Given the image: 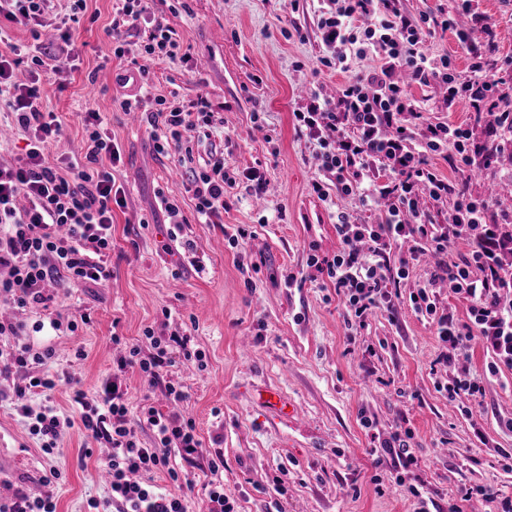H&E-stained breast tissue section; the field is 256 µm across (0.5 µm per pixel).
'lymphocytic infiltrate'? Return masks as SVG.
<instances>
[{"instance_id": "1", "label": "lymphocytic infiltrate", "mask_w": 512, "mask_h": 512, "mask_svg": "<svg viewBox=\"0 0 512 512\" xmlns=\"http://www.w3.org/2000/svg\"><path fill=\"white\" fill-rule=\"evenodd\" d=\"M149 2L115 0L110 31L115 56L125 54V35L140 29L146 35L145 55L173 58L172 32L152 17ZM317 2L325 48L320 62L349 78L335 98L315 93L298 105L295 129L315 141L323 177H335L342 193L357 194L362 206H378L382 212L375 224H356L349 214L338 213V251L330 259L309 254L307 263L334 284L349 314L346 324L354 331L365 327L375 311L393 307V288L408 267L404 259L391 267L393 250L408 241L412 255L437 254L434 280L447 282L467 302L468 319L460 321L442 306L432 282L411 294V307L430 320L443 346L436 362L448 375L445 391L481 402L484 385L458 377L455 370L460 357L476 344L490 355V375L512 370V265L499 257L512 245V214L500 222L491 220L492 200L471 194L464 183L448 180L430 165V156H440L462 172L489 161L492 146L476 141L472 126L432 120L407 83L439 86L449 109L466 106L478 124L485 111L497 108L499 71L512 70V58L503 60L501 68L490 67L466 33H458L470 58V74L463 78L448 56L433 53L428 44L435 31L453 28L450 14H424L415 20L400 10L398 0ZM58 60L55 54L32 57L33 68L22 82L14 73L15 59L0 53V96H6L16 125L28 135L22 164L0 165V303L21 309L47 305L61 290L110 279L112 208L123 203L113 175L121 151L103 135L100 113L81 115L87 142L84 162L69 164L63 175L48 159L47 148L61 136L63 125L41 107L38 70ZM125 107L145 108L161 153L185 149L187 132L217 121L203 97L188 107L163 98L147 105L137 99ZM322 179L312 182L313 192L323 193ZM235 183L220 151L203 168L192 170L188 191L198 216L210 223L219 220L224 190ZM21 197L27 199L26 207H18ZM446 203L451 210L442 224L433 210ZM460 239L468 242L469 250L452 257L449 248ZM22 329L20 323L0 319V376L16 380L12 393L0 391V400L11 401L43 452L58 453L66 431L80 428L111 449L104 461L110 476L107 503L116 512H185L181 494L142 484L135 475L164 470L179 481L173 457L192 465L204 454L195 423L149 405L130 411L122 376L128 368H138L151 383L163 384L171 401H183L184 391L168 373L177 360L199 358V351L189 347L190 336L161 338L145 330L150 353H143L139 344L127 345V355L115 359L111 377L102 381L95 397L75 391L78 414L73 417L50 403L68 378L52 370L53 348L37 350L20 341ZM37 395L44 402L36 408L30 399ZM145 426L154 434L150 448L137 437ZM377 460L385 465L380 479L398 484L404 471L417 463L408 437L398 432L382 442Z\"/></svg>"}]
</instances>
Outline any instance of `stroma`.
Instances as JSON below:
<instances>
[{
    "label": "stroma",
    "mask_w": 512,
    "mask_h": 512,
    "mask_svg": "<svg viewBox=\"0 0 512 512\" xmlns=\"http://www.w3.org/2000/svg\"><path fill=\"white\" fill-rule=\"evenodd\" d=\"M112 4L87 0L70 26L67 50L78 55L76 66L40 73L42 109L64 128L49 147L59 173L85 155L81 113H100L122 150L115 179L124 205L113 212L112 276L60 293L48 308L19 311L18 320L30 326L54 316L79 323L73 332L45 327L31 333V342L55 346L56 366L91 396L112 374L113 335L146 350L145 328L189 334L201 361L171 369L185 400L171 404L163 385L131 368L123 377L127 402L134 411L148 400L161 413L191 417L203 446L224 457V492L238 512H270L277 481L281 512H413L421 496L430 512H448L456 501L464 512H497L500 500L512 498V471L502 467L503 454L512 453L505 427L512 370L490 375L489 356L477 345L460 359V369L485 387L483 407L471 416L463 411L465 395L452 400L438 390L443 371L434 361L442 347L409 301L432 263L421 257L410 264L393 310L377 311L353 338L333 284L307 265L309 252L330 257L338 250L337 211L359 224L377 217L335 183L323 199L311 190L319 160L313 142L297 135L292 112L311 94L334 97L345 80L318 69L315 0H152V13L178 45L172 60L142 54L138 36L129 37L128 56L115 57L106 33ZM474 17L490 28L472 27L473 41L492 58L512 57V9L500 0H471L460 19ZM143 86L151 97L184 106L206 98L220 113L223 127L194 142L192 162L174 150L158 154L146 113L124 110L123 101ZM214 149L236 172L257 171L263 188L226 189L220 223L208 224L186 191V168L202 165ZM469 188L512 208V140H499ZM160 190L177 199L183 225L170 224ZM240 229L248 236L238 250L228 237ZM84 313L91 316L86 325L79 322ZM79 348L85 359H75ZM262 383L295 403L300 420H282L258 404L250 388ZM398 426L411 431L418 464L403 484H376L373 450ZM109 452L73 428L60 454L47 455L11 402L0 401L1 496L21 480L31 495L52 496L58 512H87L88 500L109 495L100 467ZM54 467L62 479L45 483ZM475 485L491 486L497 501H461V490Z\"/></svg>",
    "instance_id": "obj_1"
}]
</instances>
